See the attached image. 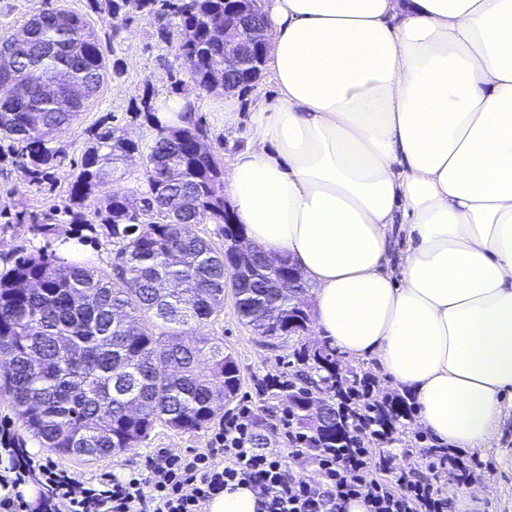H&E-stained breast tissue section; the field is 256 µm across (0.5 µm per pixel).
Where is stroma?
I'll return each mask as SVG.
<instances>
[{"instance_id":"1","label":"stroma","mask_w":512,"mask_h":512,"mask_svg":"<svg viewBox=\"0 0 512 512\" xmlns=\"http://www.w3.org/2000/svg\"><path fill=\"white\" fill-rule=\"evenodd\" d=\"M53 8L83 15L98 34L106 60L120 61L124 75L117 81L105 80L85 112L59 134L56 143L64 147L66 157L39 184L20 187L11 166L9 142L0 139V271L11 267L16 257L47 247L62 258L73 252L87 253L89 265L108 272L112 269L113 246L107 229L97 222L76 221L70 211V186L79 171L90 131L98 123L104 121L118 127L122 135L139 143L151 140L153 129L143 119L133 117L129 107L140 101L145 90H152L157 97L173 92L172 76L179 65L173 49L157 39L152 18L133 16L116 31L110 28L103 14L91 9L89 0H0V36L11 33L31 16ZM260 95L270 99L275 96L274 84L266 71L249 91L238 94L240 120L236 128L228 130L222 114L210 107L214 93H202L197 115L207 129L206 145L224 166H231L248 148L250 107ZM22 211L37 213L40 219L48 220L53 226L52 234L46 237L34 232L30 225L17 223L16 216ZM202 332L223 339L225 352L232 354L240 368L238 401H250L265 439L277 440L278 423L272 415L284 408L286 395L260 394L258 385L272 376L293 378L299 365L292 356V340L275 346L261 342L239 317L229 287L224 290V308L219 317L203 326ZM417 421L414 415L402 419L395 442L387 448L374 444V451L389 449L399 463L408 456L423 457L433 440L419 428ZM214 430L210 424L195 432L181 433L160 425L138 447L107 458L88 461L51 453L47 459L81 480L104 474L121 475L142 468L146 457L159 448L174 453L206 448ZM478 457L483 472L494 475L495 485L480 495L467 486L450 487L448 494L455 502L456 512H512V413L503 419L497 447L480 450Z\"/></svg>"}]
</instances>
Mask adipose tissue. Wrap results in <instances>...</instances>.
I'll list each match as a JSON object with an SVG mask.
<instances>
[{
	"instance_id": "obj_1",
	"label": "adipose tissue",
	"mask_w": 512,
	"mask_h": 512,
	"mask_svg": "<svg viewBox=\"0 0 512 512\" xmlns=\"http://www.w3.org/2000/svg\"><path fill=\"white\" fill-rule=\"evenodd\" d=\"M275 100L226 193L314 326L452 448L512 392V0H265ZM398 269H391V262Z\"/></svg>"
}]
</instances>
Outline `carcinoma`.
I'll list each match as a JSON object with an SVG mask.
<instances>
[{"mask_svg": "<svg viewBox=\"0 0 512 512\" xmlns=\"http://www.w3.org/2000/svg\"><path fill=\"white\" fill-rule=\"evenodd\" d=\"M112 28L131 16L155 18V36L175 51L193 91L224 83V0H90ZM0 43L13 48L9 70L0 68V135L14 147L22 185H33L64 154L49 143L78 119L107 76L120 78L119 61L107 66L96 32L82 16L44 10ZM152 94L134 112L147 113L155 135L145 147L112 126L92 133L70 188L74 217L85 210L105 224L116 246L112 273L68 263L48 251L17 258L0 273V394L9 397L21 425L41 447L97 459L135 448L158 425L195 432L216 409L237 397L240 370L216 336H187L224 307L229 267L241 265L232 284L238 312L253 332L283 340L306 329L310 293L289 280L288 258L261 251L239 262L188 231L205 220L229 240L240 232L224 223L223 169L214 153L198 152L206 135L190 117L178 129L159 123ZM144 167L145 187L109 191L120 167ZM150 315L162 331L150 333ZM293 357L319 379L300 373L288 383V413L324 448L354 442L356 413L366 387L345 370L326 343L300 344ZM337 405L313 417L309 403L320 386ZM400 404L371 417L393 428Z\"/></svg>", "mask_w": 512, "mask_h": 512, "instance_id": "1", "label": "carcinoma"}]
</instances>
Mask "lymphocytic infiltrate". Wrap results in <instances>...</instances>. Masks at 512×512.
<instances>
[{
  "label": "lymphocytic infiltrate",
  "mask_w": 512,
  "mask_h": 512,
  "mask_svg": "<svg viewBox=\"0 0 512 512\" xmlns=\"http://www.w3.org/2000/svg\"><path fill=\"white\" fill-rule=\"evenodd\" d=\"M281 441L257 446L249 406L220 423L202 450H157L144 470L90 481L45 462L25 448L0 454V512H26L22 485L41 488L43 512H206L213 498L231 484L249 487L257 512H343L352 499L367 512H448L445 492L470 483L480 463L445 445L427 450V472H395L394 457L382 452L370 460L365 446L371 430L360 421L350 448H322L288 415L278 419ZM301 461L305 476L292 478L287 459Z\"/></svg>",
  "instance_id": "obj_1"
}]
</instances>
